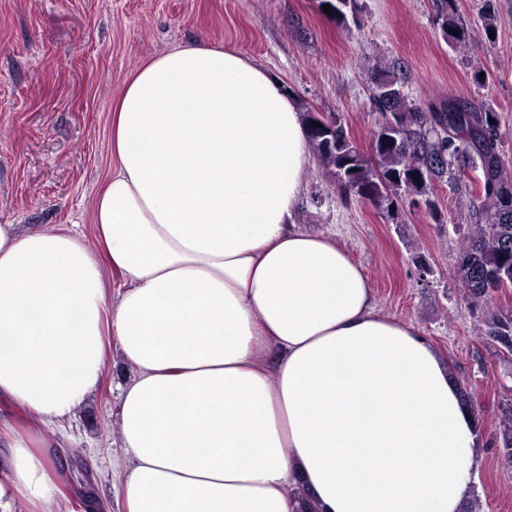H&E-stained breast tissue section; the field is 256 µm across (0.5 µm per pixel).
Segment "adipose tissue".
<instances>
[{"instance_id":"ef3b65f1","label":"adipose tissue","mask_w":512,"mask_h":512,"mask_svg":"<svg viewBox=\"0 0 512 512\" xmlns=\"http://www.w3.org/2000/svg\"><path fill=\"white\" fill-rule=\"evenodd\" d=\"M309 162L278 78L192 42L112 114L98 248L0 224V397L29 417L0 420V512L62 496L38 427L76 415L112 345L136 371L123 512H461L475 414L417 329L378 314L350 252L296 229Z\"/></svg>"}]
</instances>
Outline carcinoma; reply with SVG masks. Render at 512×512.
<instances>
[{"mask_svg": "<svg viewBox=\"0 0 512 512\" xmlns=\"http://www.w3.org/2000/svg\"><path fill=\"white\" fill-rule=\"evenodd\" d=\"M347 24L356 15V0H321ZM443 38L452 47L468 43L467 30L456 21L455 0H437ZM457 30L453 35L450 30ZM372 103L381 122L370 146L361 150L338 123L333 136L310 131V142L339 189L361 198L396 202L402 195L426 197L436 182L478 173L484 190L472 197L467 215L472 231L465 238L457 276L477 302H487L501 288L512 287V175L497 150L500 120L457 98L425 105L404 92V64L394 60L372 68ZM483 335L512 354V310L493 311ZM500 435L512 463V404L502 409Z\"/></svg>", "mask_w": 512, "mask_h": 512, "instance_id": "cac0c4a2", "label": "carcinoma"}]
</instances>
